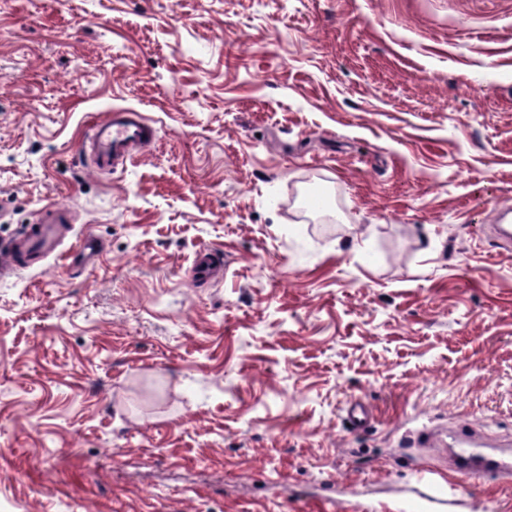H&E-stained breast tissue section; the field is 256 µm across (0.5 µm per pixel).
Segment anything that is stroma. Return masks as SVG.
<instances>
[{
  "mask_svg": "<svg viewBox=\"0 0 512 512\" xmlns=\"http://www.w3.org/2000/svg\"><path fill=\"white\" fill-rule=\"evenodd\" d=\"M0 198V512H512V0H0ZM88 139L91 164L110 172L123 168L139 147L153 143L156 128L134 109L113 110L90 128ZM69 222V210L60 206H48L39 223L28 226L22 238L0 247V267H17L31 261L36 253H53L57 247V224ZM195 275L200 280H210L216 275L224 273V254L221 250L202 249L196 253L193 262ZM418 482L421 487L417 488L414 496L402 505L401 512H424L427 507L445 505V491L440 484L424 480L422 476Z\"/></svg>",
  "mask_w": 512,
  "mask_h": 512,
  "instance_id": "1",
  "label": "stroma"
}]
</instances>
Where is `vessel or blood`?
I'll return each mask as SVG.
<instances>
[{
    "instance_id": "1",
    "label": "vessel or blood",
    "mask_w": 512,
    "mask_h": 512,
    "mask_svg": "<svg viewBox=\"0 0 512 512\" xmlns=\"http://www.w3.org/2000/svg\"><path fill=\"white\" fill-rule=\"evenodd\" d=\"M88 139L93 166L109 172L124 167L139 147L153 143L156 129L141 112L120 109L111 111L106 118L96 122ZM68 221V209L47 207L39 223L29 225L22 238L0 247V267H16L31 261L36 254L53 253L57 247V227ZM193 266L198 279L210 280L223 272L224 254L215 248L199 250ZM444 503L443 487L424 480L414 496L403 504L401 512H424L425 508Z\"/></svg>"
}]
</instances>
